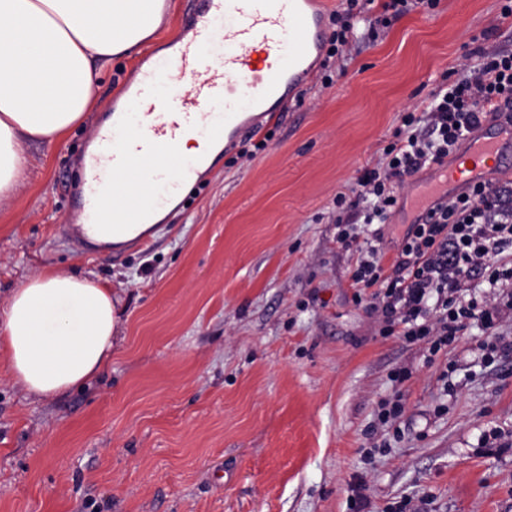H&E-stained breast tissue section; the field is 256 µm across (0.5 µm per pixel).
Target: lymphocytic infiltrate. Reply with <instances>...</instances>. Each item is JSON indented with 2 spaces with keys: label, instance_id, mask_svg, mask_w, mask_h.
Wrapping results in <instances>:
<instances>
[{
  "label": "lymphocytic infiltrate",
  "instance_id": "1",
  "mask_svg": "<svg viewBox=\"0 0 512 512\" xmlns=\"http://www.w3.org/2000/svg\"><path fill=\"white\" fill-rule=\"evenodd\" d=\"M380 4L375 24L389 26L414 7L435 9L438 0H343L329 20L335 30L322 63L323 85L357 47L355 21L371 4ZM512 112V50L478 47L472 62L453 83L434 90L422 110H408L381 157L364 168L353 194L336 196L337 240L350 245L371 225L388 223L407 177L439 162L476 129L486 113ZM512 215L503 213L492 182H480L455 198L435 203L402 240L391 268H384L377 247L360 253L351 280L356 288H375L376 309L387 327H401L406 339H428L432 350L456 341L466 320L481 315L496 319L499 307L456 295L476 271L486 273L490 287L512 285Z\"/></svg>",
  "mask_w": 512,
  "mask_h": 512
}]
</instances>
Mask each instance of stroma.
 I'll use <instances>...</instances> for the list:
<instances>
[{"label": "stroma", "instance_id": "1", "mask_svg": "<svg viewBox=\"0 0 512 512\" xmlns=\"http://www.w3.org/2000/svg\"><path fill=\"white\" fill-rule=\"evenodd\" d=\"M501 7L440 0L375 40L359 25L330 87L313 79L238 137L190 207L120 253H84L67 215L88 137L140 57L112 60L64 142L27 145L28 176L0 203V307L51 266L107 283L119 323L99 377L52 400L0 357V512H512V311L433 355L385 334L333 222L337 193L478 37L512 49ZM191 8L170 0L150 51L187 34ZM493 340L509 351L491 360ZM395 397L400 414L380 425Z\"/></svg>", "mask_w": 512, "mask_h": 512}]
</instances>
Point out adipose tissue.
Instances as JSON below:
<instances>
[{"label": "adipose tissue", "instance_id": "1", "mask_svg": "<svg viewBox=\"0 0 512 512\" xmlns=\"http://www.w3.org/2000/svg\"><path fill=\"white\" fill-rule=\"evenodd\" d=\"M165 0H0V201L27 174L25 146L59 145L96 103L103 67L141 54ZM112 292L48 267L0 309V354L13 381L52 399L112 359Z\"/></svg>", "mask_w": 512, "mask_h": 512}]
</instances>
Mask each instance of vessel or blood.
Segmentation results:
<instances>
[{
	"instance_id": "1",
	"label": "vessel or blood",
	"mask_w": 512,
	"mask_h": 512,
	"mask_svg": "<svg viewBox=\"0 0 512 512\" xmlns=\"http://www.w3.org/2000/svg\"><path fill=\"white\" fill-rule=\"evenodd\" d=\"M189 37L171 51L153 56L127 85L124 102L112 107L111 126H97L83 154V184L69 217L77 240L121 214L106 216L102 196L115 172L136 223L186 202L198 182L205 156L179 160L177 175L153 164L143 175L135 159L175 155L186 133L223 152L242 132L258 129L296 97L323 55L324 12L318 0H200ZM188 91L176 92L183 79ZM512 158V122L481 124L462 151L432 164V198L449 188L487 181Z\"/></svg>"
}]
</instances>
